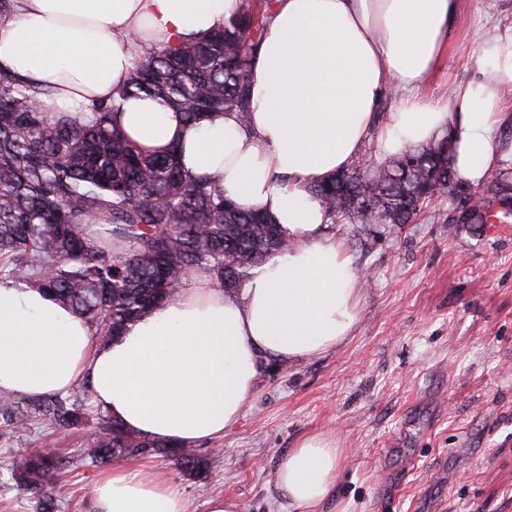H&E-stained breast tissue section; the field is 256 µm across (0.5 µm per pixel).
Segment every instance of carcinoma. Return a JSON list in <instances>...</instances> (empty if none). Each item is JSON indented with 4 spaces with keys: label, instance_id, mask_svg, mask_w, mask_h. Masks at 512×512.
<instances>
[{
    "label": "carcinoma",
    "instance_id": "carcinoma-1",
    "mask_svg": "<svg viewBox=\"0 0 512 512\" xmlns=\"http://www.w3.org/2000/svg\"><path fill=\"white\" fill-rule=\"evenodd\" d=\"M277 0H238L234 14L206 40L150 49L130 83L117 94L160 98L195 122L211 113L248 118L250 73ZM44 89L0 70V281L49 290L87 323L95 340L108 343L148 310L165 301L190 272L209 276L231 293L252 271L288 245V233L258 208L242 209L215 186L186 170L176 150L147 154L112 125L101 105L88 123L52 119L40 108ZM508 169L469 206L460 227L476 229L508 209ZM309 187L328 223H411L448 187L463 188L447 137L375 169L357 165ZM102 219L95 224L93 220ZM87 380L70 394L0 402V423L11 434L36 424L68 430L97 420L93 459L171 456L191 475L207 466L194 448L135 435L91 404ZM56 463L46 448H29L11 476L37 496V512H60Z\"/></svg>",
    "mask_w": 512,
    "mask_h": 512
}]
</instances>
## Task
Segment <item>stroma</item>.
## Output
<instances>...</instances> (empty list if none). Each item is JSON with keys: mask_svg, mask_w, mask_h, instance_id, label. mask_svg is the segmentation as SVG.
<instances>
[{"mask_svg": "<svg viewBox=\"0 0 512 512\" xmlns=\"http://www.w3.org/2000/svg\"><path fill=\"white\" fill-rule=\"evenodd\" d=\"M471 39L428 86L480 76L484 30L512 28V0H464ZM455 193L436 198L399 232L330 224L367 274L349 337L307 360L263 363L239 421L198 444V476L160 455L116 460L159 472L184 493L187 512L217 495L242 512H299L276 485L281 462L310 435L341 450L336 485L320 512H512V223L457 229ZM93 426L37 428L0 438V512H35L9 469L30 442L70 465L58 480L63 512H93L105 472L90 453Z\"/></svg>", "mask_w": 512, "mask_h": 512, "instance_id": "35a3bbf8", "label": "stroma"}]
</instances>
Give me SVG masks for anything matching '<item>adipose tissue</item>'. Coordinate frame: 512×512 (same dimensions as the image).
I'll list each match as a JSON object with an SVG mask.
<instances>
[{
  "mask_svg": "<svg viewBox=\"0 0 512 512\" xmlns=\"http://www.w3.org/2000/svg\"><path fill=\"white\" fill-rule=\"evenodd\" d=\"M462 0H278L250 78L247 122L219 113L184 121L152 98L121 101L115 121L148 152L178 148L183 165L240 207L269 212L288 250L257 268L237 293L193 272L161 306L99 344L44 289L0 282V396L64 393L90 379L93 401L128 430L187 447L223 436L251 398L259 356L296 363L342 343L356 320L361 282L310 191L346 168L368 139L396 154L451 127L455 167L469 182L512 159V31L487 30L486 79L427 93L463 38ZM236 0H14L0 15V68L48 86L41 109L87 118L112 101L148 49L206 37ZM395 106L377 124L379 104ZM340 450L303 439L277 485L300 512L332 491ZM96 512H187L176 484L116 469L92 490Z\"/></svg>",
  "mask_w": 512,
  "mask_h": 512,
  "instance_id": "ef3b65f1",
  "label": "adipose tissue"
}]
</instances>
